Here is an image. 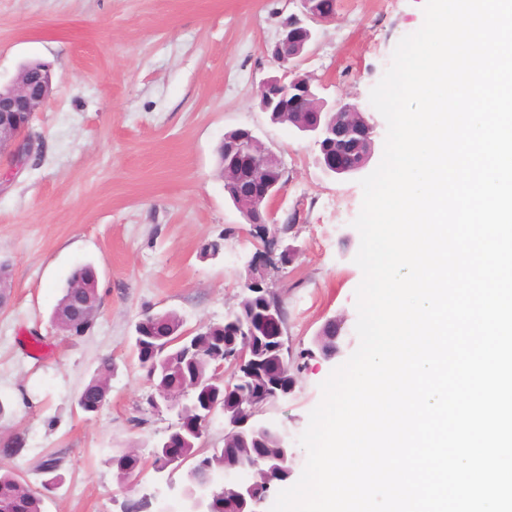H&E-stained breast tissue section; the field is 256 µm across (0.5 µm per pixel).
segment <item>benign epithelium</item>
I'll use <instances>...</instances> for the list:
<instances>
[{"mask_svg":"<svg viewBox=\"0 0 512 512\" xmlns=\"http://www.w3.org/2000/svg\"><path fill=\"white\" fill-rule=\"evenodd\" d=\"M300 13L291 14L281 24V31L271 50L272 57L283 68L280 76H271L259 87L260 105L264 112H277L280 122L308 135L317 148L315 163L329 177L364 169L373 154L378 136L377 122L361 106L351 102L328 103L319 97L312 80L294 67L315 41L311 24L328 23L336 17V0H299ZM51 78L42 68L28 70L19 83L0 89V156L8 154L16 164L25 161L33 150L27 135L35 112L47 101ZM250 170L251 185L243 192H232L240 183V174ZM286 168L282 160L268 150L257 157L247 150L239 151L225 161L224 184L235 206L240 210L250 235H255L254 215L264 213L266 223L275 224L273 204L287 186L283 182ZM264 257H255L252 266L259 269L255 285H268L270 271L289 264L298 254L291 245L283 244L277 232L266 233ZM73 299L82 307L84 320L93 321L100 308L98 281L75 285ZM265 319L278 330L277 344L263 368L267 375L241 389L240 371L249 370L255 363L252 357L251 334L239 332L238 339L224 346V356L214 358L210 381L222 385L224 399L233 405L227 409L219 402H208L198 410L196 434H207L210 421L217 413L224 414V458L232 464L224 467L222 483L210 480L196 489L181 493L174 504L178 512H208L206 503L219 489L224 491V506L234 512H262L269 494L279 489L280 479L293 472L294 448L289 446V434L264 418L266 405L292 393L295 385L277 389L271 380L283 376L290 366L291 351L282 328V305L276 303L265 312ZM55 327L64 334L75 327L69 303H64L53 317ZM333 332L320 335L319 351L332 358L338 351L337 340L342 321L330 320ZM103 384L93 383L82 388L77 397L81 410H100ZM187 391L173 392L155 388L146 402L154 412L167 410L177 413L178 422L157 443L164 449L167 465L159 473L174 474L181 469L179 448L185 441L184 402Z\"/></svg>","mask_w":512,"mask_h":512,"instance_id":"1","label":"benign epithelium"}]
</instances>
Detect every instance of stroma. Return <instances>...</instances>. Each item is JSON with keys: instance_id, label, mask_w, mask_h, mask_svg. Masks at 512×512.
<instances>
[{"instance_id": "35a3bbf8", "label": "stroma", "mask_w": 512, "mask_h": 512, "mask_svg": "<svg viewBox=\"0 0 512 512\" xmlns=\"http://www.w3.org/2000/svg\"><path fill=\"white\" fill-rule=\"evenodd\" d=\"M423 4L339 0L300 72L326 101L369 108L396 44L422 26ZM298 10L297 0H0V84L32 60L52 72L31 158L19 167L0 158V262L12 279L0 308V436L23 437L22 456L4 465L32 486L38 465L59 458L63 483L45 512H120L126 497L146 494L163 512L177 500L149 466L176 417L148 408L132 335L148 312H176L187 331L223 321L250 273L256 244L217 173L226 132L251 129L288 172L276 220L293 222L287 242L300 255L270 280L288 312L297 384L267 417L290 441L321 383L356 350L360 177L325 176L310 140L259 105L261 82L280 72L269 48ZM214 241L219 254L205 256ZM88 262L102 308L86 334L65 336L52 313L72 268ZM334 317L345 339L327 359L316 338ZM106 356L108 403L83 413L78 394ZM130 450L145 468L126 490L109 459ZM306 458L297 444L294 474Z\"/></svg>"}]
</instances>
